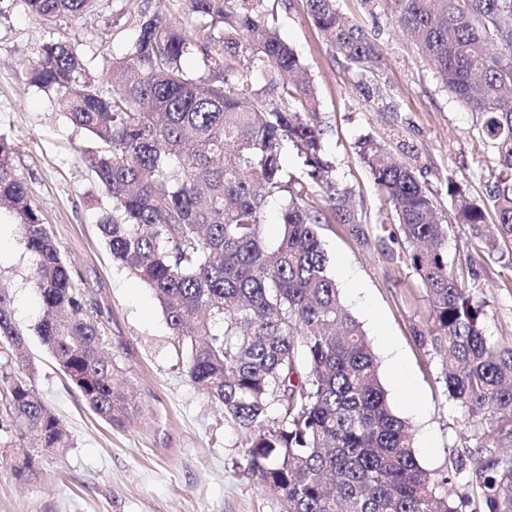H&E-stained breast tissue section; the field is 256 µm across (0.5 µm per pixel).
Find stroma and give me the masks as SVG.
Here are the masks:
<instances>
[{
    "label": "stroma",
    "instance_id": "obj_1",
    "mask_svg": "<svg viewBox=\"0 0 512 512\" xmlns=\"http://www.w3.org/2000/svg\"><path fill=\"white\" fill-rule=\"evenodd\" d=\"M340 8L377 36L382 60L375 71L348 67L302 0H280L278 6L281 35L315 85L336 180L351 188L367 221L363 244L342 224L320 225L318 235L343 302L377 357L390 406L414 430L421 466L447 474L467 458L481 426L448 398L441 360L420 341L428 331L427 293L402 247L378 236L377 225L392 224L393 214L358 156V142L368 135L385 142L426 185L448 224L449 262L477 274L486 336L507 343L512 273L470 249V230L456 223L446 193L453 177L482 202L498 171L490 148L477 146L480 114L443 89L432 65L393 25L386 0H340ZM144 11L176 20L186 9L183 0H96L90 13L63 16L59 27L98 51L99 74L123 53ZM55 30L29 13L23 0H0V135L14 148L13 167L41 221L72 264L75 286L93 302L117 377L139 407L124 427L107 424L48 354L34 332L41 306L31 280L32 255L17 217L1 211L0 285L8 288L14 321L27 334L28 365L21 376L59 417L72 446L62 452L28 447L0 405V512H285L281 498L243 477L244 435L190 381L188 344L169 328L152 289L112 259L98 226L112 204L84 158L94 142L66 120L52 89L32 83L26 66L56 41ZM26 456L34 459L37 477L23 484L12 467Z\"/></svg>",
    "mask_w": 512,
    "mask_h": 512
}]
</instances>
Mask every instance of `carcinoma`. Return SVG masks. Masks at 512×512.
<instances>
[{"instance_id": "1", "label": "carcinoma", "mask_w": 512, "mask_h": 512, "mask_svg": "<svg viewBox=\"0 0 512 512\" xmlns=\"http://www.w3.org/2000/svg\"><path fill=\"white\" fill-rule=\"evenodd\" d=\"M96 0H25L52 24ZM187 18L143 14L125 52L93 79L91 60L64 35L41 48L33 81L55 88L65 117L96 147L87 166L112 212L99 220L114 261L147 286L174 334L190 345V380L224 407L245 436L243 476L284 499L288 512H462L454 484L476 489L479 512H512V343L484 331L485 302L448 262V229L409 165L371 137L359 157L394 214L406 259L430 300L429 343L450 399L485 424L469 463L433 477L419 463L409 424L390 408L376 359L328 272L321 224L367 241L351 191L333 178L319 101L281 37L271 0H184ZM393 22L432 60L445 89L482 115L479 141L499 170L486 202L448 179L447 194L473 247L512 272V0H388ZM336 54L361 71L376 44L345 20L338 0H305ZM497 52L488 54L486 45ZM209 74L193 77L186 59ZM260 73L264 85L254 84ZM290 144L299 174L284 168ZM0 136V206L13 210L33 256L43 304L35 332L89 407L123 427L134 404L114 386L115 366L96 308L42 223ZM281 203L278 244L267 246L264 205ZM221 320L224 331L214 334ZM0 366L6 411L32 448L63 451L71 437L15 370L26 337L0 290ZM279 420L268 416L270 403ZM27 456L16 479L34 478Z\"/></svg>"}]
</instances>
